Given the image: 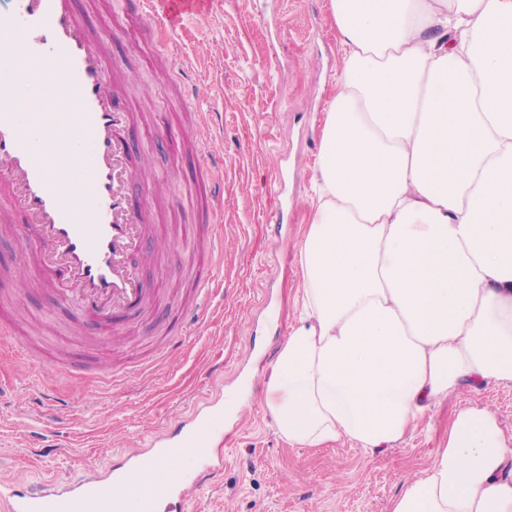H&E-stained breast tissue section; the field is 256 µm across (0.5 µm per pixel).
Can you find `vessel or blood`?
<instances>
[{
  "instance_id": "b4317fda",
  "label": "vessel or blood",
  "mask_w": 512,
  "mask_h": 512,
  "mask_svg": "<svg viewBox=\"0 0 512 512\" xmlns=\"http://www.w3.org/2000/svg\"><path fill=\"white\" fill-rule=\"evenodd\" d=\"M8 2L10 30L21 37L23 53L0 45V179L27 217L12 232L22 244L39 245L42 267L69 303L108 334L118 313L151 299L140 273L151 258L141 249L148 206L126 191L137 169L117 133L127 115L114 108L116 83L104 51L112 36L86 28L72 0ZM210 3L154 0L153 6L167 23L177 14L205 17ZM47 68L54 92L43 111H18L17 86ZM62 152L72 163L60 175L55 158ZM223 434L219 406L209 431L178 423L175 436H154L149 449L128 450L102 475L38 494L5 482L0 512H158L164 501H186L222 469L214 447ZM170 448L179 468L158 470L157 458Z\"/></svg>"
}]
</instances>
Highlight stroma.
Returning <instances> with one entry per match:
<instances>
[{
    "label": "stroma",
    "instance_id": "obj_1",
    "mask_svg": "<svg viewBox=\"0 0 512 512\" xmlns=\"http://www.w3.org/2000/svg\"><path fill=\"white\" fill-rule=\"evenodd\" d=\"M74 6L89 28L112 32L118 105L133 114L124 135L139 145L134 164L149 170L132 190L151 196L161 228L152 244L160 263L142 275L160 296L112 343L63 299L35 250L21 252L12 233H0V325L29 347L0 363V480L39 493L102 474L175 422L204 427L205 397L224 401L248 376L247 399L224 419V469L192 490L186 512H389L403 475L428 466L466 403L496 409L512 447V384L461 388L434 408L431 427L371 454L347 441L288 443L267 410L257 373L276 361L295 321L299 247L311 222L284 201L311 192L342 66L329 0H212L208 17L184 18L165 46L142 0ZM200 112L213 113L222 132L198 145L186 136ZM212 170L223 174L224 199L210 214L203 188ZM214 234L224 238V260L202 332L186 335L181 312L196 300L194 269ZM105 371L120 374L118 386L100 382ZM48 395L64 403L63 420L38 425L35 448L29 426Z\"/></svg>",
    "mask_w": 512,
    "mask_h": 512
}]
</instances>
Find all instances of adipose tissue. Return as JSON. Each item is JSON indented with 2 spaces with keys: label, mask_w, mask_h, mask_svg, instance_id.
Listing matches in <instances>:
<instances>
[{
  "label": "adipose tissue",
  "mask_w": 512,
  "mask_h": 512,
  "mask_svg": "<svg viewBox=\"0 0 512 512\" xmlns=\"http://www.w3.org/2000/svg\"><path fill=\"white\" fill-rule=\"evenodd\" d=\"M297 315L263 372L289 442L394 447L468 386L512 383V0H330ZM390 512H512L496 411L463 405Z\"/></svg>",
  "instance_id": "ef3b65f1"
}]
</instances>
